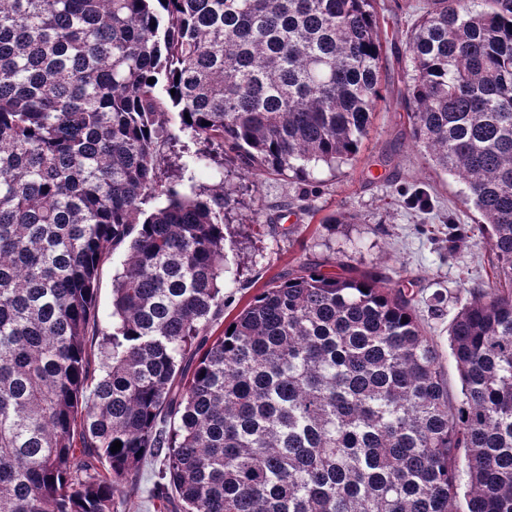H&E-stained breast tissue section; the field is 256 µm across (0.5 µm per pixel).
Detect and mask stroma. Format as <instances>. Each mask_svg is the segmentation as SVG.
<instances>
[{"mask_svg":"<svg viewBox=\"0 0 512 512\" xmlns=\"http://www.w3.org/2000/svg\"><path fill=\"white\" fill-rule=\"evenodd\" d=\"M385 54L382 93L402 101L411 72L409 58H395L420 15L423 0H377ZM223 184L237 201L224 231L225 252L247 288L224 289V311L212 326L220 331L269 280L304 260L340 258L358 269L374 268L392 282L410 278L418 289L417 314L437 343L449 397L460 389L448 343V326L474 289L492 278L494 255L477 224L478 214L462 201L463 186L437 170L414 148L405 112L378 110L356 162L332 170L321 165L308 181L266 175L247 181L239 172L223 180L204 179L205 188ZM432 201L428 211L411 203L417 194ZM345 223L321 226L329 214ZM258 217V226L248 223ZM466 235L459 252L448 250V234ZM159 464L143 463L136 482L125 487L116 512H161L152 497Z\"/></svg>","mask_w":512,"mask_h":512,"instance_id":"stroma-1","label":"stroma"}]
</instances>
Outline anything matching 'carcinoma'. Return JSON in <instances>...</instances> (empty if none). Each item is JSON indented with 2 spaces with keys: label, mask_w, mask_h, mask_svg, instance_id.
I'll return each mask as SVG.
<instances>
[{
  "label": "carcinoma",
  "mask_w": 512,
  "mask_h": 512,
  "mask_svg": "<svg viewBox=\"0 0 512 512\" xmlns=\"http://www.w3.org/2000/svg\"><path fill=\"white\" fill-rule=\"evenodd\" d=\"M375 4L0 0V512H114L148 454L175 512H448L462 478L468 512H512V0H425L404 47L411 141L496 259L449 326L459 399L414 294L334 256L210 332L236 199L196 172L356 160ZM182 135L206 148L167 176ZM109 250L112 252V259L103 264L97 280L96 305L100 313H108L112 309V283L122 271L128 254L124 246L115 250L110 246Z\"/></svg>",
  "instance_id": "cac0c4a2"
}]
</instances>
